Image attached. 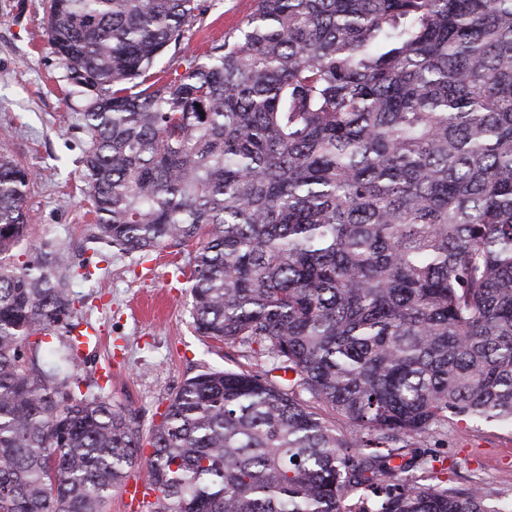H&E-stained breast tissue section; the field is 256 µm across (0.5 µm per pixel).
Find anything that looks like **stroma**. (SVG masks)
Wrapping results in <instances>:
<instances>
[{
	"label": "stroma",
	"mask_w": 512,
	"mask_h": 512,
	"mask_svg": "<svg viewBox=\"0 0 512 512\" xmlns=\"http://www.w3.org/2000/svg\"><path fill=\"white\" fill-rule=\"evenodd\" d=\"M256 0H203L188 33L205 57L239 26ZM47 0H0V153L36 172L25 213L22 259L56 248L73 263L89 260L91 282L72 281L76 316L92 323L99 347L85 357L87 379L110 373L115 404L136 414L142 431L160 423L171 395L202 370L235 369L239 348L198 336L192 327L188 277L190 248L151 255L112 249L94 255L88 236L95 222L83 180L88 135L81 102L65 77L45 29ZM433 452L462 466L453 484L481 480L492 493L512 495V430L495 422L449 426Z\"/></svg>",
	"instance_id": "obj_1"
}]
</instances>
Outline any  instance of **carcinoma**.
Segmentation results:
<instances>
[{
  "label": "carcinoma",
  "mask_w": 512,
  "mask_h": 512,
  "mask_svg": "<svg viewBox=\"0 0 512 512\" xmlns=\"http://www.w3.org/2000/svg\"><path fill=\"white\" fill-rule=\"evenodd\" d=\"M256 2L161 84L201 0H48L89 241L196 243L195 332L272 363L184 380L143 437L79 374L88 264L13 261L35 173L0 154V512H107L140 467L147 512L512 508L419 451L512 428V0ZM185 68L184 53H175L174 49L171 48L163 55L153 71L156 79L161 78V81H166L182 74Z\"/></svg>",
  "instance_id": "carcinoma-1"
}]
</instances>
